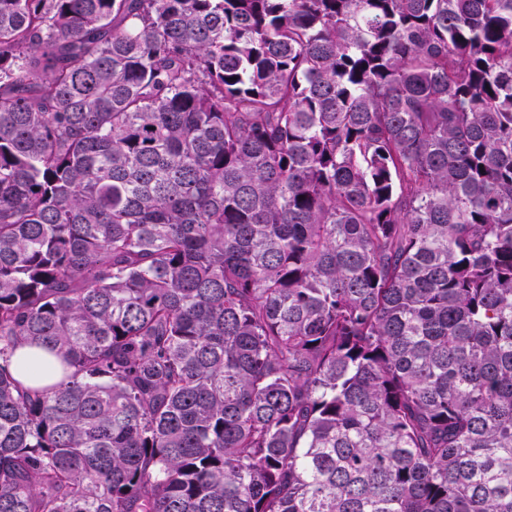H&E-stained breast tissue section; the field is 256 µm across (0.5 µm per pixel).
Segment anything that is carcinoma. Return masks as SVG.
Wrapping results in <instances>:
<instances>
[{
  "label": "carcinoma",
  "instance_id": "obj_1",
  "mask_svg": "<svg viewBox=\"0 0 512 512\" xmlns=\"http://www.w3.org/2000/svg\"><path fill=\"white\" fill-rule=\"evenodd\" d=\"M0 512H512V0H0Z\"/></svg>",
  "mask_w": 512,
  "mask_h": 512
}]
</instances>
